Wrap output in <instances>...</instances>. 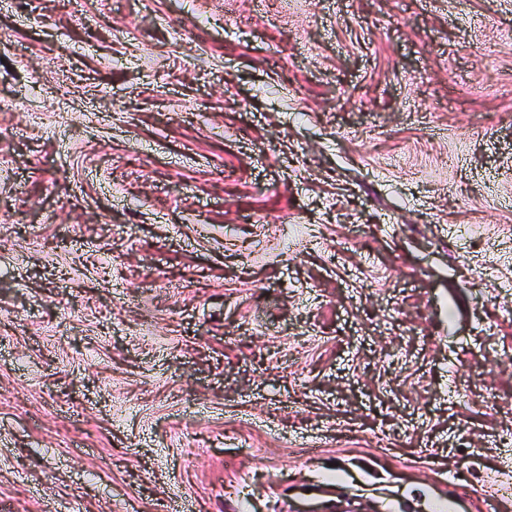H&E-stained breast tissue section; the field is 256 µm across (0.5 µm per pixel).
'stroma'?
Wrapping results in <instances>:
<instances>
[{"mask_svg":"<svg viewBox=\"0 0 512 512\" xmlns=\"http://www.w3.org/2000/svg\"><path fill=\"white\" fill-rule=\"evenodd\" d=\"M512 0H0V512H512Z\"/></svg>","mask_w":512,"mask_h":512,"instance_id":"stroma-1","label":"stroma"}]
</instances>
